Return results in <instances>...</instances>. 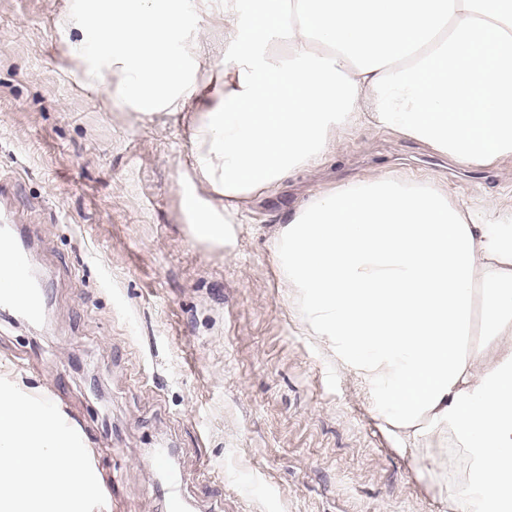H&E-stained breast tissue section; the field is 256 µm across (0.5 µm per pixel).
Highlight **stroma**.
I'll return each instance as SVG.
<instances>
[{"label":"stroma","mask_w":512,"mask_h":512,"mask_svg":"<svg viewBox=\"0 0 512 512\" xmlns=\"http://www.w3.org/2000/svg\"><path fill=\"white\" fill-rule=\"evenodd\" d=\"M65 0H0V222L30 245L45 315L0 310V362L82 437L110 512H445L307 336L267 246L315 193L389 172L512 200V160L464 167L377 128L254 200L234 247L181 220L180 131L105 109L55 64Z\"/></svg>","instance_id":"obj_1"}]
</instances>
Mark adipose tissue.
<instances>
[{"instance_id":"1","label":"adipose tissue","mask_w":512,"mask_h":512,"mask_svg":"<svg viewBox=\"0 0 512 512\" xmlns=\"http://www.w3.org/2000/svg\"><path fill=\"white\" fill-rule=\"evenodd\" d=\"M218 13L224 52L184 40ZM70 0L60 67L110 108L181 129L192 238L233 245L250 202L355 129L457 163L512 159V0ZM269 249L308 334L447 512H512V210L390 174L314 194ZM484 344L465 352L473 317ZM465 486L440 483L449 447Z\"/></svg>"}]
</instances>
